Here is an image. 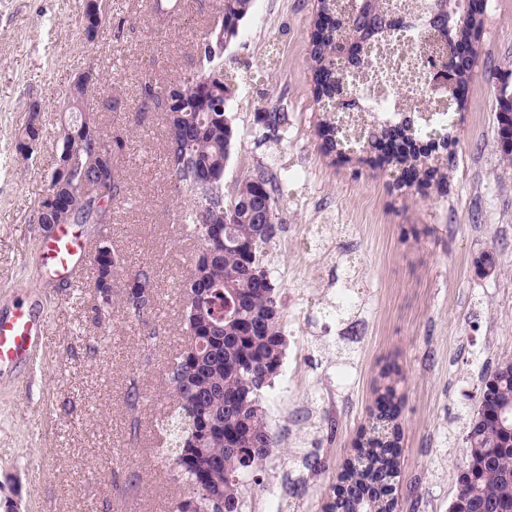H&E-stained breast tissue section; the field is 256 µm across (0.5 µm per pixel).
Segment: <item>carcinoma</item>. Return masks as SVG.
I'll return each instance as SVG.
<instances>
[{"label": "carcinoma", "instance_id": "cac0c4a2", "mask_svg": "<svg viewBox=\"0 0 512 512\" xmlns=\"http://www.w3.org/2000/svg\"><path fill=\"white\" fill-rule=\"evenodd\" d=\"M254 0H223L216 20L197 45L198 72L179 76L187 92L182 119L166 126L165 167L176 195L187 201L184 222L200 242L193 271L182 289L184 341L198 336L205 346L190 359L184 352L170 363L168 382L179 411L171 426L181 457L177 477L186 486L185 497H194L199 512H242V487L247 474L261 467L277 446L262 400L271 379L283 364L282 311L276 288L266 268V248L276 235L282 217L275 207L277 182L264 170L237 181L234 194L224 197V169L240 138L227 111L196 112L192 108L195 83L211 80L210 98L228 106L232 88L223 79V50L218 42L238 35L240 24ZM484 0H423L422 19L431 29L465 53L455 65L460 91L471 76L474 42L483 22ZM353 26L357 50L345 60L328 48L341 30ZM396 21L382 0H356L342 11L337 0H318L309 58L315 99L329 111L319 124L323 148L334 152L344 140L336 132L337 113L330 96L354 80L366 81L385 73L371 46L386 40ZM86 70L91 79L69 90V110L79 113L83 137L72 144L79 164L72 176L73 189L65 191L63 218L68 224H103L112 218V202L123 195L118 168L125 154L129 131L116 129L106 136L85 116V108L102 74L94 64ZM260 121L272 132L288 124V113L278 104L262 113ZM363 139L378 144L401 143L402 149L369 160L400 170L398 181L408 187H430L444 181L442 150L451 145L448 125L433 112L415 108L389 120L371 118L361 125ZM437 139L431 150L420 148L423 139ZM94 288L112 287V272L122 257L112 248L95 253ZM156 287L154 268L144 266L130 274L124 297L138 318L150 312ZM478 404L467 414L465 463L455 471L456 492L448 512H512V367L501 363L482 379ZM398 403L387 387L376 399L369 436L360 451L369 465L348 467L340 477L345 494H336L328 512H374L362 499L370 486L395 491L400 449Z\"/></svg>", "mask_w": 512, "mask_h": 512}]
</instances>
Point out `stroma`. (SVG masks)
I'll return each instance as SVG.
<instances>
[{"mask_svg":"<svg viewBox=\"0 0 512 512\" xmlns=\"http://www.w3.org/2000/svg\"><path fill=\"white\" fill-rule=\"evenodd\" d=\"M82 0H0V315L27 307L42 325L28 359L0 372V512H172L175 476L167 416L168 364L184 342L179 284L194 241L179 234L181 201L164 165V111L141 110L144 82L194 73L196 45L220 0H181L157 18L149 0H110L95 42L80 34ZM483 31L443 188H398L394 168L325 153L313 96L310 37L317 0H254L223 55L241 135L224 171L232 193L246 171L277 177L284 224L267 249L286 339L263 407L279 445L247 480L243 512H326L385 387L399 404L397 512H448L464 462L465 418L481 378L512 356V166L497 148L496 97L512 77V0H485ZM275 63L256 75L266 55ZM102 82L87 116L132 131L119 167L126 192L108 224H77L87 249L80 279L49 272L42 246L55 226L33 221L71 118L67 94L88 60ZM115 97L117 111L99 100ZM43 136L24 159L15 143L31 103ZM288 124L269 139L272 103ZM107 244L125 263L112 295L90 288ZM492 252L496 268L474 260ZM155 266L150 326L130 318L133 267ZM105 315H96V307ZM137 387L141 398L129 405ZM325 463L315 472L307 458Z\"/></svg>","mask_w":512,"mask_h":512,"instance_id":"stroma-1","label":"stroma"}]
</instances>
